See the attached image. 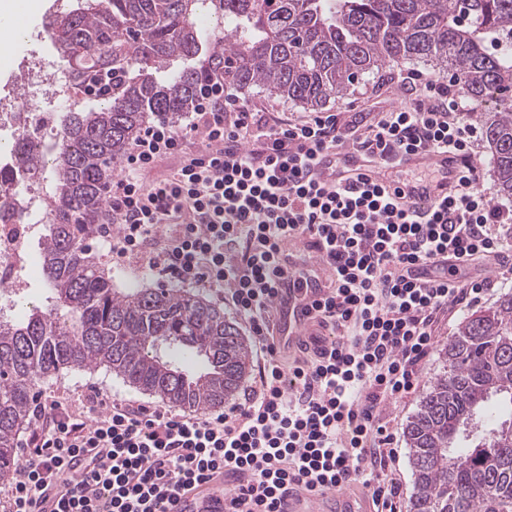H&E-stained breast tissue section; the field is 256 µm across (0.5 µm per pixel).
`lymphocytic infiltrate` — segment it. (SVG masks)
I'll list each match as a JSON object with an SVG mask.
<instances>
[{
	"label": "lymphocytic infiltrate",
	"mask_w": 512,
	"mask_h": 512,
	"mask_svg": "<svg viewBox=\"0 0 512 512\" xmlns=\"http://www.w3.org/2000/svg\"><path fill=\"white\" fill-rule=\"evenodd\" d=\"M409 99L365 126L316 112L282 123L235 87L202 88L185 120L147 126L120 161L105 217L113 262L147 253L150 271L223 294L261 355L253 384L222 410L135 408L102 390L72 407L37 403L8 512H39L63 477L57 512H172L182 491L224 475L230 512H278L294 487L366 489L392 512L380 470L393 437L380 415L415 391L440 316L480 301L491 281L459 266L512 251V204L493 203L475 163L481 135L447 80L409 71ZM386 168L409 152H450L461 175L429 213L399 209L381 186L323 173L344 145ZM176 159L151 181L144 171ZM306 241L332 276L313 327L285 361L272 301Z\"/></svg>",
	"instance_id": "f902f5d3"
}]
</instances>
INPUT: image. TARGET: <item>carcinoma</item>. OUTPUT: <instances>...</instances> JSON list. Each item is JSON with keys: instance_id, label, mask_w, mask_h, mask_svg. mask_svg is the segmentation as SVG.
Instances as JSON below:
<instances>
[{"instance_id": "1", "label": "carcinoma", "mask_w": 512, "mask_h": 512, "mask_svg": "<svg viewBox=\"0 0 512 512\" xmlns=\"http://www.w3.org/2000/svg\"><path fill=\"white\" fill-rule=\"evenodd\" d=\"M204 6L224 29L198 25ZM47 32L75 93L93 89L103 107L66 112L57 132L48 306L0 320V484L16 475L36 387L62 371L104 365L195 410L223 405L248 374V345L223 312L182 288L119 293L84 244L126 146L153 119L191 111L205 82L315 109L391 63L424 62L469 100L496 103L467 116L512 199V0H76ZM16 150L21 172L45 162L31 140ZM444 359L405 429L407 512H512V291L467 316Z\"/></svg>"}]
</instances>
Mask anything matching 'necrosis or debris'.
Masks as SVG:
<instances>
[{"mask_svg":"<svg viewBox=\"0 0 512 512\" xmlns=\"http://www.w3.org/2000/svg\"><path fill=\"white\" fill-rule=\"evenodd\" d=\"M48 59L37 53L25 55L17 65V76L32 92L19 98L14 86L0 89V174L13 182L5 211L11 221L0 224V314L11 312L10 297L30 286L36 257L31 241L39 231L37 221L44 215L50 186L31 174L16 170L14 144L22 138L41 139L49 108L78 104L67 75L50 70Z\"/></svg>","mask_w":512,"mask_h":512,"instance_id":"necrosis-or-debris-1","label":"necrosis or debris"}]
</instances>
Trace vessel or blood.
I'll use <instances>...</instances> for the list:
<instances>
[{
	"label": "vessel or blood",
	"mask_w": 512,
	"mask_h": 512,
	"mask_svg": "<svg viewBox=\"0 0 512 512\" xmlns=\"http://www.w3.org/2000/svg\"><path fill=\"white\" fill-rule=\"evenodd\" d=\"M406 167H431L441 173L438 181L405 187L399 198L402 208L410 212H425L432 201L445 195L458 176V164L448 154L417 152L407 155ZM337 171L350 176L369 175L373 180H385L381 169L366 170L363 160L355 154L340 155ZM324 266L320 259H312L295 285L275 299V336L279 347L291 348L313 323L316 305L325 295ZM332 497L326 493L314 494L305 490L295 492L280 504L282 512H324ZM224 482L215 480L182 493L175 512H223Z\"/></svg>",
	"instance_id": "1"
}]
</instances>
